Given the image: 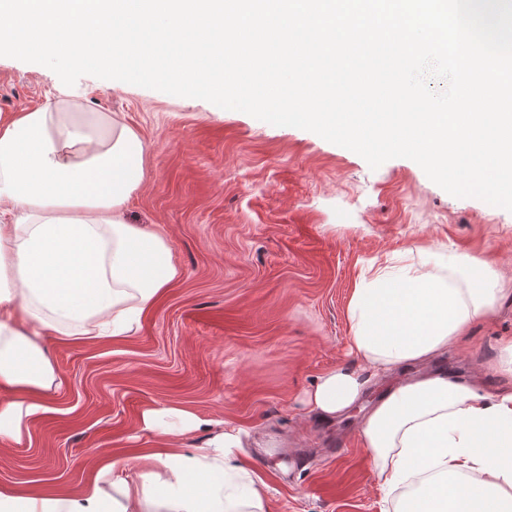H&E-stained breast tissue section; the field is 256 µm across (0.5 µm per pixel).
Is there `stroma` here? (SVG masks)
<instances>
[{
  "label": "stroma",
  "mask_w": 512,
  "mask_h": 512,
  "mask_svg": "<svg viewBox=\"0 0 512 512\" xmlns=\"http://www.w3.org/2000/svg\"><path fill=\"white\" fill-rule=\"evenodd\" d=\"M49 68L0 57V113L54 102ZM86 111L117 112L148 145L128 223L167 237L180 278L130 336L47 335L52 410L21 443L0 441V484L69 491L123 458L125 479L152 470L141 417L180 406L211 420L188 433L242 431L237 463L265 484L264 512H394L361 424L397 371L334 422L308 415L305 391L351 363L346 307L362 259L406 248L467 252L512 277V212L451 196L407 158L378 168L319 135L274 126L205 100L85 75L72 88ZM512 336V298L477 321L471 340L431 369L496 389L498 339Z\"/></svg>",
  "instance_id": "stroma-1"
}]
</instances>
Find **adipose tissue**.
<instances>
[{"label":"adipose tissue","instance_id":"ef3b65f1","mask_svg":"<svg viewBox=\"0 0 512 512\" xmlns=\"http://www.w3.org/2000/svg\"><path fill=\"white\" fill-rule=\"evenodd\" d=\"M145 147L122 116L87 112L67 98L0 115V440L21 442L46 411L32 393L56 385L47 333L127 336L180 276L167 238L128 223L144 179ZM397 266L361 267L348 305L355 367L319 375L305 403L330 422L358 404L372 380L400 368L416 377L389 390L365 417L360 442L397 512H512V386L489 391L446 371L435 357L464 343L471 325L512 295V279L470 254L397 251ZM142 422L162 444L140 481L105 461L96 481L72 492L29 494L0 486V512H257L255 484L228 491L224 474L237 432L186 449L205 419L154 407ZM111 482L105 492L103 482Z\"/></svg>","mask_w":512,"mask_h":512}]
</instances>
